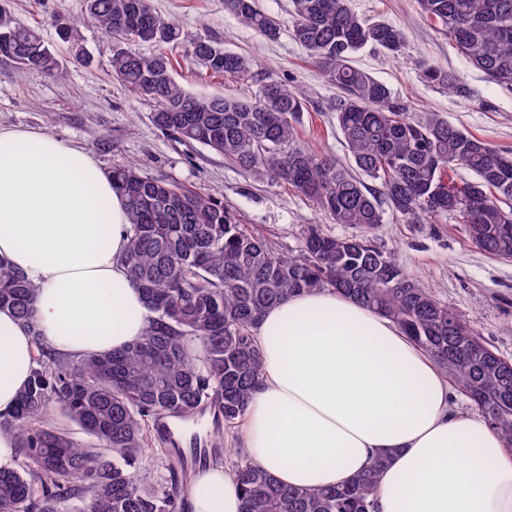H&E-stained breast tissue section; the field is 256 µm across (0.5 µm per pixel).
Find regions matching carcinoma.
Wrapping results in <instances>:
<instances>
[{"label": "carcinoma", "instance_id": "cac0c4a2", "mask_svg": "<svg viewBox=\"0 0 512 512\" xmlns=\"http://www.w3.org/2000/svg\"><path fill=\"white\" fill-rule=\"evenodd\" d=\"M462 56L499 85L512 87V0H418ZM224 12L268 41L282 25L257 0H224ZM87 20L114 38L112 77L155 106L152 122L198 143L260 179L284 183L338 224L371 230L383 223L378 196L410 224L453 214L471 242L496 259H512V152L448 123L438 112L409 117L385 84L354 64L367 46L396 57L406 33L356 14L349 0H291L292 39L326 70L340 95L334 110L348 161L298 143L307 108L300 89L267 77L248 98L190 93L162 52L143 43H177L179 25L151 0H84ZM186 55L217 75L246 78L250 60L207 37ZM0 56L17 73L53 74L54 51L38 29L0 7ZM424 78L461 91L448 73L421 65ZM466 168L462 184L448 171ZM128 200V279L150 313L144 336L127 347L73 362L42 343L34 320L38 288L0 259V308L32 334L35 367L14 409L0 412V432L13 434L21 461L0 470V512H178L188 459L164 417L187 419L210 407L234 429L248 410L262 355L254 336L266 311L291 295L330 288L389 318L428 352L454 386L512 446V359L487 343L448 304L405 275L395 256L364 236L336 237L307 227L300 249L273 253L264 237L238 223L224 201L149 177L135 164L108 171ZM78 425L90 442L45 419L47 407ZM168 459L170 478L150 483L140 471L152 442ZM232 470L242 512H375L389 456L333 489L279 485L235 448Z\"/></svg>", "mask_w": 512, "mask_h": 512}]
</instances>
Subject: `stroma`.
<instances>
[{"instance_id":"stroma-1","label":"stroma","mask_w":512,"mask_h":512,"mask_svg":"<svg viewBox=\"0 0 512 512\" xmlns=\"http://www.w3.org/2000/svg\"><path fill=\"white\" fill-rule=\"evenodd\" d=\"M152 5L181 29V44L166 46L165 51L176 78L189 92L245 97L254 94L267 76H276L308 96L298 125L300 144L346 159L333 111L339 91L290 33L267 41L225 13L223 0H152ZM350 5L362 17L405 29L407 43L401 56L368 47L357 55L356 64L383 82L408 114L440 113L467 133L512 151V88L495 83L458 53L447 35L422 15L417 0H350ZM7 6L20 21L39 28L44 41L57 50L60 69L54 76L22 79L0 60L1 129L48 133L88 151L101 171L136 163L145 175L223 199L239 223L262 235L277 253L297 250L310 224L322 225L338 237L358 234V227L335 223L288 185L258 179L200 145L158 130L151 120L153 102L113 78V40L82 20L83 0H8ZM60 18L77 20L76 44L59 38ZM200 36L251 59L250 79L212 77L186 60L187 42ZM421 61L452 75L461 93L428 83L417 67ZM382 211L383 222L369 231V239L392 252L408 275L421 280L476 333L512 357V259L484 255L456 216L409 224L390 206Z\"/></svg>"}]
</instances>
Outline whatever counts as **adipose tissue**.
Returning a JSON list of instances; mask_svg holds the SVG:
<instances>
[{
	"mask_svg": "<svg viewBox=\"0 0 512 512\" xmlns=\"http://www.w3.org/2000/svg\"><path fill=\"white\" fill-rule=\"evenodd\" d=\"M127 201L91 155L49 134L0 129V258L39 288L45 344L70 359L118 350L149 324L127 277ZM260 382L239 429L246 456L281 485L351 481L381 454L378 512H512V449L455 412L433 358L388 318L333 291L293 295L257 330ZM36 350L0 308V411ZM191 512H240L222 461L189 482Z\"/></svg>",
	"mask_w": 512,
	"mask_h": 512,
	"instance_id": "obj_1",
	"label": "adipose tissue"
}]
</instances>
